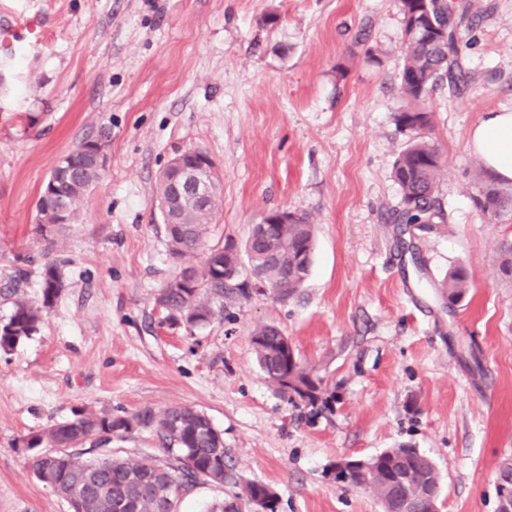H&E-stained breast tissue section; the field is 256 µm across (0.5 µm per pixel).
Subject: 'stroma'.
I'll use <instances>...</instances> for the list:
<instances>
[{
	"instance_id": "1",
	"label": "stroma",
	"mask_w": 512,
	"mask_h": 512,
	"mask_svg": "<svg viewBox=\"0 0 512 512\" xmlns=\"http://www.w3.org/2000/svg\"><path fill=\"white\" fill-rule=\"evenodd\" d=\"M471 2V86L423 103L445 221L411 231L392 221V168L413 137L395 122L407 105L398 0H0V35L29 19L42 30L0 58V320L16 297L41 305L45 263L64 282L37 332L0 352V512H69L35 477L29 434L177 404L209 416L236 476L190 492L179 512H209L252 481L275 491L276 512H381L332 468L400 446L438 469L442 512H497L496 471L512 458V281L498 272L512 215L475 208L494 177L469 136L512 109V0ZM98 139L104 176L46 243L42 187ZM188 148L221 177L208 246L244 245L278 208L317 227L294 295H252L191 331L162 322L157 297L179 267L155 196ZM461 262L472 288L451 313L435 286ZM264 324L288 336L330 409L267 381L251 344Z\"/></svg>"
}]
</instances>
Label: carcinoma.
<instances>
[{
    "instance_id": "carcinoma-1",
    "label": "carcinoma",
    "mask_w": 512,
    "mask_h": 512,
    "mask_svg": "<svg viewBox=\"0 0 512 512\" xmlns=\"http://www.w3.org/2000/svg\"><path fill=\"white\" fill-rule=\"evenodd\" d=\"M403 16V66L399 74V90L408 107L395 115L396 124L417 133L398 154L393 178L401 200L395 210L396 224H440L444 211L438 200L442 157L424 137L431 125V113L419 107L429 93L446 82L460 94L468 87L467 76L459 63V31L469 22L468 0H399ZM68 165L55 167L50 177L56 187L46 184L37 201L36 231L52 244L66 228L58 212L73 219L79 202L103 177V172L88 163L82 155L67 157ZM476 207L485 215L499 217L512 210V194L489 184L474 197ZM214 218L211 209L191 208L184 224L165 225L171 258L180 265L205 243ZM315 227L308 215L296 213L292 223L277 226L269 243L247 240L245 253L252 254L256 267L264 266L265 253L277 254L280 264L296 271L288 281L287 294H293L306 281L311 268ZM224 248H211L204 264L208 274L195 281L185 278L170 281L162 289L159 305L166 312L165 321L172 325L196 328L211 322L216 312L249 297L240 284L224 283ZM63 287L57 265L47 263L41 272L42 304L50 306ZM470 276L466 267L452 268L439 285V294L447 301L448 312L462 306L469 295ZM41 308L19 297L7 321L0 323V350L8 352L37 330ZM285 334L275 325H261L252 335L253 352L259 369L278 391L316 405L322 400L321 381L294 363L288 367V351L283 346ZM145 429L158 439L163 457L148 462H131L112 454L109 445L125 434ZM92 442V447L85 444ZM27 448H37L33 468L69 505L81 502L84 512H127L125 504L134 501L133 512H177L182 496L200 485L222 487L235 482L227 464L224 438L201 410L187 405H173L161 411L144 408L131 416L101 414L78 415L53 425L43 433L23 439ZM399 480L413 502V512H425L424 493L428 486L440 481L434 465L425 458L377 456L376 475L365 479L353 472L344 484L354 488H370L385 505L391 504L392 481ZM271 488L259 482L245 485L243 494L214 502L210 512H240L238 501L265 506L275 512L276 501Z\"/></svg>"
}]
</instances>
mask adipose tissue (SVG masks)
<instances>
[{"label": "adipose tissue", "mask_w": 512, "mask_h": 512, "mask_svg": "<svg viewBox=\"0 0 512 512\" xmlns=\"http://www.w3.org/2000/svg\"><path fill=\"white\" fill-rule=\"evenodd\" d=\"M469 145L501 182H512V111L487 113L470 133Z\"/></svg>", "instance_id": "1"}]
</instances>
